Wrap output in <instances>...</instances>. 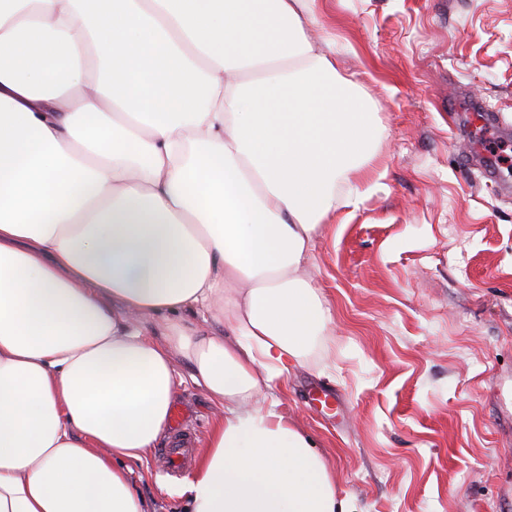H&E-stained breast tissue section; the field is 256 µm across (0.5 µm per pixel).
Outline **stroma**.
I'll return each instance as SVG.
<instances>
[{
    "label": "stroma",
    "instance_id": "1",
    "mask_svg": "<svg viewBox=\"0 0 512 512\" xmlns=\"http://www.w3.org/2000/svg\"><path fill=\"white\" fill-rule=\"evenodd\" d=\"M382 130L380 178L325 225L308 275L332 321L276 380L350 512H512V0H310ZM174 404L200 457L220 408L179 364ZM150 512H186L182 475L133 463Z\"/></svg>",
    "mask_w": 512,
    "mask_h": 512
}]
</instances>
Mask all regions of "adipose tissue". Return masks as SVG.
<instances>
[{"label": "adipose tissue", "mask_w": 512, "mask_h": 512, "mask_svg": "<svg viewBox=\"0 0 512 512\" xmlns=\"http://www.w3.org/2000/svg\"><path fill=\"white\" fill-rule=\"evenodd\" d=\"M104 2L0 0V512H146L180 360L224 410L191 512H349L262 395L330 320L306 269L369 190L367 100L308 0Z\"/></svg>", "instance_id": "1"}]
</instances>
